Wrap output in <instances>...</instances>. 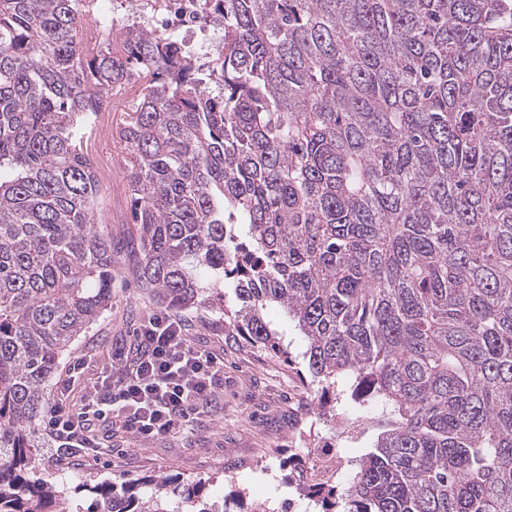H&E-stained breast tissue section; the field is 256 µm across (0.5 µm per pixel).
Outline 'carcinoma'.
I'll return each instance as SVG.
<instances>
[{
	"instance_id": "obj_1",
	"label": "carcinoma",
	"mask_w": 512,
	"mask_h": 512,
	"mask_svg": "<svg viewBox=\"0 0 512 512\" xmlns=\"http://www.w3.org/2000/svg\"><path fill=\"white\" fill-rule=\"evenodd\" d=\"M79 0H0V512H227L200 482L37 476L45 386L112 307V239L80 132L121 129L139 277L166 308L287 354L306 338L374 451L321 512H512V0H223L212 95L172 37L87 59Z\"/></svg>"
}]
</instances>
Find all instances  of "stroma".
<instances>
[{"label":"stroma","instance_id":"obj_1","mask_svg":"<svg viewBox=\"0 0 512 512\" xmlns=\"http://www.w3.org/2000/svg\"><path fill=\"white\" fill-rule=\"evenodd\" d=\"M112 98L122 101V108L104 120L88 121L81 141L97 175L98 221L106 225L117 259L112 307L60 359L55 371L59 377L69 363L84 357L89 361L84 377L94 379L111 345L132 339L147 313L159 307L152 289L140 285L139 255L132 243L136 231L129 154L120 137L138 96L122 87L113 90ZM179 315L188 325V336L205 342L224 359L217 408L159 439L114 432L110 452L102 455L83 449L68 459L58 457L44 432H37L43 466L53 474L98 481L179 474L205 484L211 495L226 498L230 512H251L260 499L274 506L291 499L295 512H305L308 500L294 478L300 468L315 465L313 450L330 429L318 410L314 387L305 380L304 337L276 306L266 310L265 319L288 350L284 359L249 347L243 337L225 335L222 319L211 309L196 306L180 310ZM336 411L348 424L339 443L342 451L356 458L369 452L376 433L359 423L361 409L344 398Z\"/></svg>","mask_w":512,"mask_h":512}]
</instances>
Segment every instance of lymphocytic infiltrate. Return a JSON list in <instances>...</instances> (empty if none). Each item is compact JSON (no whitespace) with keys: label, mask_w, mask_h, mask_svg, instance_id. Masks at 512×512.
<instances>
[{"label":"lymphocytic infiltrate","mask_w":512,"mask_h":512,"mask_svg":"<svg viewBox=\"0 0 512 512\" xmlns=\"http://www.w3.org/2000/svg\"><path fill=\"white\" fill-rule=\"evenodd\" d=\"M183 319L149 314L132 343L118 342L106 375L69 395L83 374L75 363L60 379V396L44 422L59 448L110 450L108 435L119 428L143 440L167 436L207 412L224 386V362L207 345L192 341Z\"/></svg>","instance_id":"f902f5d3"}]
</instances>
